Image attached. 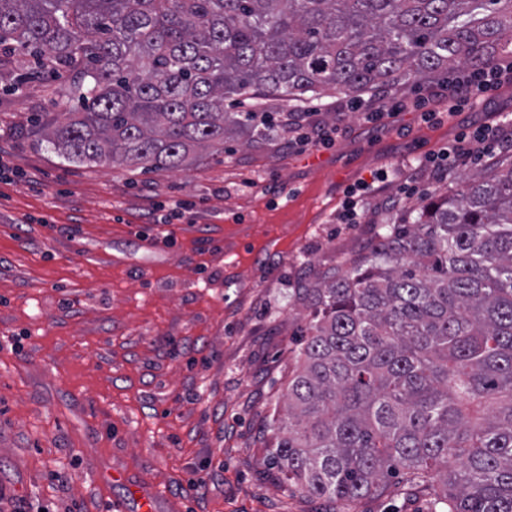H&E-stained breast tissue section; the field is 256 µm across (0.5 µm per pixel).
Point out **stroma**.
Here are the masks:
<instances>
[{"label": "stroma", "mask_w": 512, "mask_h": 512, "mask_svg": "<svg viewBox=\"0 0 512 512\" xmlns=\"http://www.w3.org/2000/svg\"><path fill=\"white\" fill-rule=\"evenodd\" d=\"M76 70L0 82V512H432L389 481L351 504L283 484L267 450L309 304L298 291L359 263L422 195L457 189L512 151L436 180L427 160L464 130L512 120V86L433 123H365L348 98L310 97L333 144L244 131L223 152L146 172L65 161L30 118L66 109ZM388 180H381V173ZM374 182L356 223L347 187ZM193 203L192 223L159 224Z\"/></svg>", "instance_id": "stroma-1"}]
</instances>
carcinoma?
Returning a JSON list of instances; mask_svg holds the SVG:
<instances>
[{"label": "carcinoma", "mask_w": 512, "mask_h": 512, "mask_svg": "<svg viewBox=\"0 0 512 512\" xmlns=\"http://www.w3.org/2000/svg\"><path fill=\"white\" fill-rule=\"evenodd\" d=\"M0 46L78 67L36 129L77 164L176 170L224 151L244 96L360 95L512 55V0H0ZM316 288L271 460L353 503L387 480L434 512H512V160L429 198Z\"/></svg>", "instance_id": "1"}]
</instances>
